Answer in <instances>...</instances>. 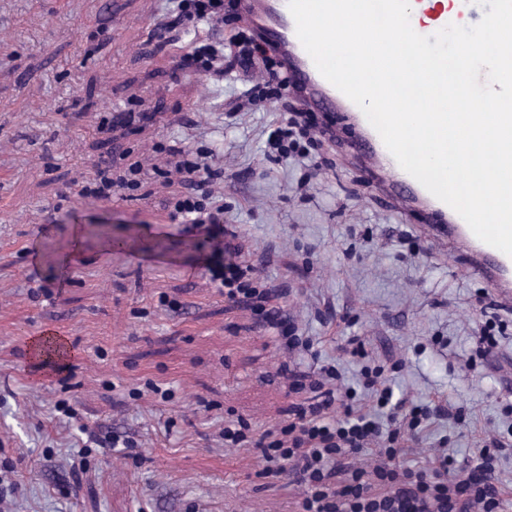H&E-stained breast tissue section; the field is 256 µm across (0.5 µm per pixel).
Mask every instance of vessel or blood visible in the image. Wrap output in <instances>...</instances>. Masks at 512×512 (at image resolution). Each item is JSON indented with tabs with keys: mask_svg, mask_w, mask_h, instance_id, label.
Instances as JSON below:
<instances>
[{
	"mask_svg": "<svg viewBox=\"0 0 512 512\" xmlns=\"http://www.w3.org/2000/svg\"><path fill=\"white\" fill-rule=\"evenodd\" d=\"M421 9L411 15L415 32L429 36L448 24L471 25L483 8L475 0H418ZM241 15L260 34L281 64L283 73L291 77L293 92L299 93L304 105L321 108L340 105L353 114L362 129V149L387 174L388 186L399 205L411 209L425 203L433 214L447 218L454 232L477 255L480 274L492 275L495 283L512 281V257L479 240L466 222L447 204L430 194L416 179L405 172L386 148L378 132L361 109L328 82L318 71L296 34L295 20L288 0H238Z\"/></svg>",
	"mask_w": 512,
	"mask_h": 512,
	"instance_id": "b4317fda",
	"label": "vessel or blood"
}]
</instances>
